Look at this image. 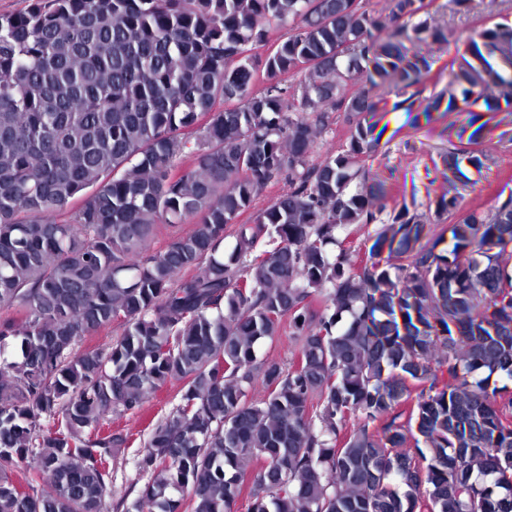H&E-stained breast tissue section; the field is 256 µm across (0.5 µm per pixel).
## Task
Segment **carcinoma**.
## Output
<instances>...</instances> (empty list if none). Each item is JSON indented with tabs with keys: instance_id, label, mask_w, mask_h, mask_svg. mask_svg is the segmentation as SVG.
I'll use <instances>...</instances> for the list:
<instances>
[{
	"instance_id": "cac0c4a2",
	"label": "carcinoma",
	"mask_w": 512,
	"mask_h": 512,
	"mask_svg": "<svg viewBox=\"0 0 512 512\" xmlns=\"http://www.w3.org/2000/svg\"><path fill=\"white\" fill-rule=\"evenodd\" d=\"M427 14L425 0H390L386 18L364 0H29L0 15V512H103L127 443L108 417L169 383L143 512L243 497L247 512H512V392L490 386L512 380V196L449 225L445 254L424 224L455 196L432 218L392 212L386 259L357 272L339 240L386 195L359 166L381 139L366 114L388 90L420 100L418 44L459 42ZM480 36L512 69V23ZM455 63L465 108L490 86L512 97L479 52ZM334 112L346 148L313 164ZM464 158L448 151V171ZM114 320L118 339L78 349ZM285 320L297 355L259 357ZM288 188L285 180L278 179L269 183L266 187H264L258 195L255 197L254 203L252 206L244 211L236 220L237 224H252L253 220L256 216V213L261 209L267 207L271 200L281 193L283 190Z\"/></svg>"
}]
</instances>
